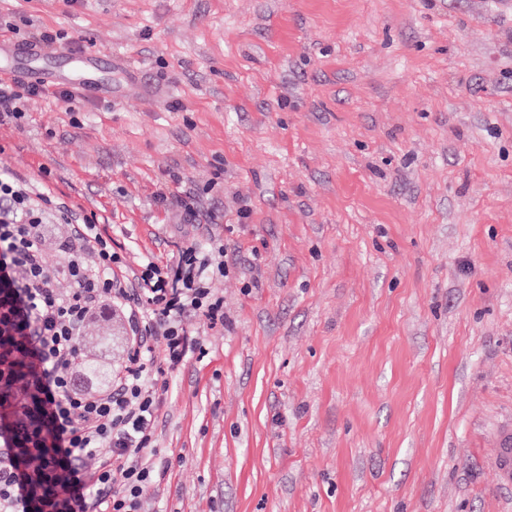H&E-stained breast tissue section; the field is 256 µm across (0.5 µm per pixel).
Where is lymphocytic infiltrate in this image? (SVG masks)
I'll list each match as a JSON object with an SVG mask.
<instances>
[{"label": "lymphocytic infiltrate", "instance_id": "1", "mask_svg": "<svg viewBox=\"0 0 512 512\" xmlns=\"http://www.w3.org/2000/svg\"><path fill=\"white\" fill-rule=\"evenodd\" d=\"M37 98L71 104L76 94L0 78V124L20 123ZM52 221L69 228L63 291L42 250ZM87 251L94 267L82 260ZM223 256L192 239L172 263L150 261L127 278L122 247L96 216L77 214L44 182L0 172V512H143L168 468L156 449L161 379L204 349L186 317L223 323L211 286ZM107 301L133 340L111 385L90 395L76 384L79 338Z\"/></svg>", "mask_w": 512, "mask_h": 512}]
</instances>
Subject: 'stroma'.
I'll use <instances>...</instances> for the list:
<instances>
[{
	"instance_id": "1",
	"label": "stroma",
	"mask_w": 512,
	"mask_h": 512,
	"mask_svg": "<svg viewBox=\"0 0 512 512\" xmlns=\"http://www.w3.org/2000/svg\"><path fill=\"white\" fill-rule=\"evenodd\" d=\"M0 17L67 32L101 91L32 101L0 166L100 217L128 269L224 248V323L188 317L207 354L165 376L149 512H512L492 467L512 426V0ZM128 344L107 304L80 338L112 370Z\"/></svg>"
}]
</instances>
